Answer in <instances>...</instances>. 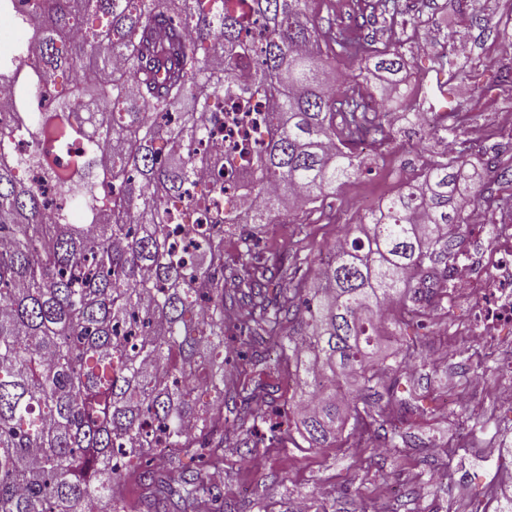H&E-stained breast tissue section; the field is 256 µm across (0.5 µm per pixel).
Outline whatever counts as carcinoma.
I'll return each instance as SVG.
<instances>
[{
	"label": "carcinoma",
	"mask_w": 512,
	"mask_h": 512,
	"mask_svg": "<svg viewBox=\"0 0 512 512\" xmlns=\"http://www.w3.org/2000/svg\"><path fill=\"white\" fill-rule=\"evenodd\" d=\"M321 0H37L30 39L0 54V512H267L260 495L224 503L207 470L224 449L288 447L292 417L311 449L378 419L371 393L406 365L377 359L383 310L430 305L448 278L454 199L469 158L431 159L410 186L352 226L315 278L260 260L224 265V225L267 224L316 205L356 175L352 145L382 144L377 119L406 107L395 85L337 84L331 58L395 75L401 45L318 24ZM394 21L400 0H361ZM270 116L258 149L224 162V111ZM31 144L27 155L15 143ZM229 166L224 185L197 181ZM38 171L59 200L32 186ZM251 346L241 372L294 364L288 405L270 386L224 377V325ZM229 416H224V413Z\"/></svg>",
	"instance_id": "cac0c4a2"
}]
</instances>
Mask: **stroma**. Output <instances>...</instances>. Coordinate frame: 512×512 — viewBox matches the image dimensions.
Here are the masks:
<instances>
[{
	"instance_id": "1",
	"label": "stroma",
	"mask_w": 512,
	"mask_h": 512,
	"mask_svg": "<svg viewBox=\"0 0 512 512\" xmlns=\"http://www.w3.org/2000/svg\"><path fill=\"white\" fill-rule=\"evenodd\" d=\"M482 4L497 24L484 34L474 26ZM318 21L323 27L359 23L367 38L401 43L407 62L403 78L424 83L428 102L458 124L461 139L494 141L512 133L506 124L512 87L494 80L501 65L512 61L505 42L512 36V0H470L465 6L458 0H403V13L393 24L376 13L361 19L356 0H323ZM462 29L469 31V40L451 41V33ZM449 53L459 57L473 80L447 94V77L436 63ZM389 129L390 140L366 152L361 175L317 208L273 216V223L284 226L281 234H271L264 224L251 225L259 254H279L299 244L310 259H319L349 225L359 223L363 202H384L413 180L430 158L427 131L402 115ZM474 305L472 298L452 299L444 293L428 308L424 329L399 330L390 324L382 332L378 355L414 349L410 370L399 373L400 386L425 396L426 402L407 411L383 393L374 403L384 417L400 420L404 434L420 439L421 447L396 457L382 452V440L373 438L362 446L342 436L330 448H258L256 466L229 455L224 459L226 500L255 489L264 495L268 512H297L303 502L324 512H373L378 505L387 510L403 488L435 473L438 483L412 499L411 512H471L477 503L484 512H495L498 478L512 469V456L494 460L490 454L500 444L512 449V407L491 393H474L473 387L480 379L498 382L501 362L512 356V334L498 337L492 346L467 336Z\"/></svg>"
}]
</instances>
